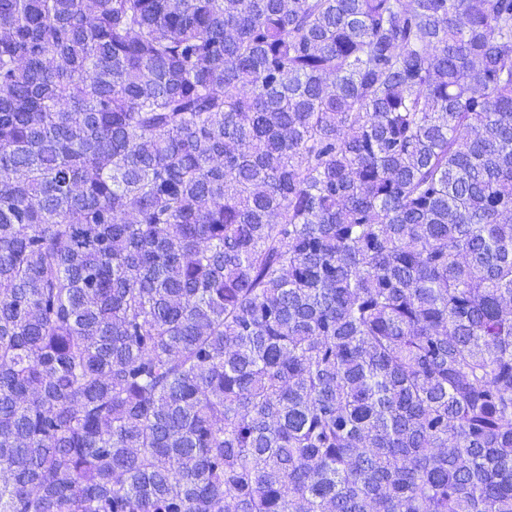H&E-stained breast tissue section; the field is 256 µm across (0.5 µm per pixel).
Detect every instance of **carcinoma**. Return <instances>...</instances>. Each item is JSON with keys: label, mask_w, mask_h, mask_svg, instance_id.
Returning <instances> with one entry per match:
<instances>
[{"label": "carcinoma", "mask_w": 512, "mask_h": 512, "mask_svg": "<svg viewBox=\"0 0 512 512\" xmlns=\"http://www.w3.org/2000/svg\"><path fill=\"white\" fill-rule=\"evenodd\" d=\"M0 512H512V0H0Z\"/></svg>", "instance_id": "carcinoma-1"}]
</instances>
